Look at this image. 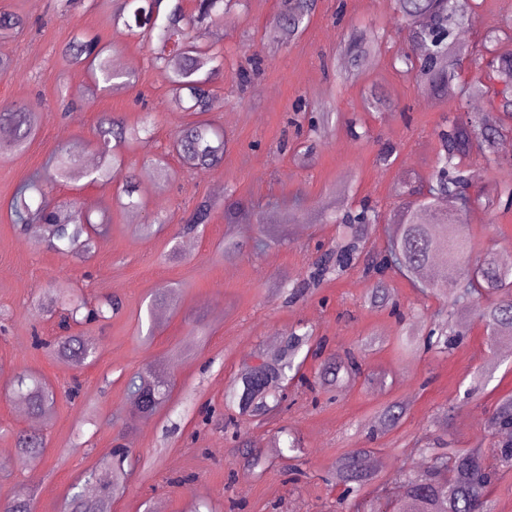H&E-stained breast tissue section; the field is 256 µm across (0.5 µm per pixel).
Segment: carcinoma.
<instances>
[{
    "label": "carcinoma",
    "mask_w": 512,
    "mask_h": 512,
    "mask_svg": "<svg viewBox=\"0 0 512 512\" xmlns=\"http://www.w3.org/2000/svg\"><path fill=\"white\" fill-rule=\"evenodd\" d=\"M163 0H112L111 26L114 32L140 38L150 53L156 68L167 76L171 100L175 108L195 116L185 124L174 139L173 147L183 164L189 168H207L224 160L226 139L224 129L208 114L221 106L211 89L213 80L224 73V49L211 46L203 49L191 38L193 28L205 22H223L236 14L242 0H194L192 10L175 0L163 13ZM317 0H280L277 14L270 22V30L283 29L292 33L302 29L305 20L315 11ZM401 21L412 27L410 50L401 52L404 73L438 94L452 93L462 99L487 95L497 101L503 113L512 118V52L498 47L499 39L486 48L477 62L482 79L472 83L460 79L458 67L462 52L455 32L475 22V11L467 0H397ZM429 18V24L417 26L420 15ZM24 25L16 14L0 13V37H7ZM370 41L360 38L348 44L347 53L357 63L371 52ZM63 65L79 66L90 76L89 87L82 97L94 98L99 90L132 87L133 74L119 71L112 64V43L97 35L78 33L61 53ZM41 123V112L33 104L14 105L0 109V153L17 152L27 148ZM147 123L130 126L117 115H105L92 132L99 147V161L92 168L82 167L80 160L68 148L57 150L47 167L51 176L35 173L24 180L8 202L11 223L23 229L40 232L50 247L63 257L81 258L94 247L96 231L91 215L75 206L51 210L46 204V193L52 181L86 178L91 182L112 181L119 178L125 165L124 150L141 140ZM441 149L436 155L435 178L428 194L409 205L391 235L386 249L371 264L363 268V275L374 278L386 271L398 272L417 283L423 294L436 295L450 286L448 275L432 267L436 254L450 265H464L460 283L453 288L458 305L474 312L484 325L488 336L489 355L476 375L477 384L491 377L498 365L497 337L512 334V267L499 263L492 250L474 249L466 232L467 217L472 206L484 202L489 208L499 202L512 206V163L497 156L499 133L483 128L478 112L451 116L437 132ZM478 146L486 162L493 165L496 175L491 191L471 195L466 192L467 166L473 146ZM137 184L125 181L118 202L124 208L140 207ZM445 196H455L463 202L461 216L450 218L439 206ZM215 204L200 202L191 212L180 234H192L199 225L211 220ZM378 213L369 208L358 216L348 213L339 226L344 229L345 241L338 248L319 257L311 264L310 278L319 281L328 273L338 275L357 265L368 239L370 224ZM67 307L68 319L62 329L71 325H87L108 321L119 310V302L104 297L95 304L70 294L50 305ZM312 333H288L280 353L272 358L259 355L261 363L246 372L254 378L247 405H242V383L235 384L227 393V404L237 407L239 413L266 417L288 409L287 390L304 381L301 373L304 360L298 359ZM453 320L443 319L430 330L425 340L427 349L440 354L451 352L456 346ZM99 343L88 336H62L55 354L64 362L84 360L98 354ZM359 355L348 351L343 357L328 358L319 373V384L336 383L339 374L355 377L360 374ZM168 383L149 370H139L129 376L126 390L136 403V411L150 416L165 401ZM18 393L36 412L49 414L56 396L46 384L28 374L18 378ZM407 408L401 402H391L374 416L375 428L371 434L390 432L401 425ZM489 426L500 431L501 441L492 454L480 448H456L452 443H437L420 449L424 468L419 472L400 473L393 480V490L387 485L371 500L364 498L366 488L376 482V476L363 465L364 448H356L336 459L332 479L343 487L342 500L349 502L353 512H495L489 498L492 482L512 470V396L499 400L494 407ZM279 455L299 459L304 451L300 438L288 427L279 430L274 438ZM19 449L25 453H40L44 440L36 435L22 434ZM132 450L118 447L104 469L91 468L84 472V484L96 483L99 493L93 498L84 494L83 484H73L67 494L69 512H110L112 498L122 492L131 465Z\"/></svg>",
    "instance_id": "obj_1"
}]
</instances>
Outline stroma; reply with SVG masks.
Returning a JSON list of instances; mask_svg holds the SVG:
<instances>
[{"mask_svg": "<svg viewBox=\"0 0 512 512\" xmlns=\"http://www.w3.org/2000/svg\"><path fill=\"white\" fill-rule=\"evenodd\" d=\"M477 21L467 27L466 52H474L487 31L512 23V0H474ZM279 0H247L226 24L196 27L202 46L223 40L226 65L212 88L224 100L214 115L227 140L219 165L188 169L171 152L174 134L186 114L173 106L164 74L154 68L142 42L113 33L94 0H0V12L20 15L23 28L0 42V55L12 61L0 78V105L40 103V128L28 148L0 156V503L29 500L35 512H62L68 490L88 468L112 454L115 443L133 448L142 470L112 500V512H186L191 497L205 498L214 512H334L341 494L326 478L338 456L355 448L387 460L379 481L424 464L418 445L437 436L436 418L451 416L457 447L492 450L497 437L487 421L499 399L512 394V336L500 337V365L482 391L467 396L473 375L486 359L487 335L470 314H460L459 346L448 355L420 349L401 353L399 336L423 340L437 311L454 308L452 295L426 296L405 279L386 274L384 285L398 311L374 308L370 281L359 271L313 284L307 265L332 246L338 227L322 204L337 211L376 205L383 219L372 240L383 246L395 213L415 179L429 178L439 148L436 132L448 116L468 110L502 111L488 98L461 101L438 96L401 73L395 58L409 47V32L394 0H318L307 28L282 35L281 48L262 51L260 36L277 12ZM80 31L112 42L116 68L135 73L132 88L99 93L95 103L78 97L88 83L82 69L62 68L58 55ZM375 34L378 46L368 61L344 62L350 36ZM263 62L253 83L240 88L238 71L255 54ZM156 116L147 139L125 152V164L139 187L142 205L121 208L118 184L81 179L54 184L48 202L76 205L104 220L87 260L65 259L39 233L11 224L7 203L16 186L42 170L61 147L81 162L97 159L91 130L103 114L127 124L143 108ZM336 113L333 132L305 136L292 123L300 108ZM393 148L390 164L377 160L380 147ZM172 175L167 189L157 186L153 159ZM235 201L247 219L226 227L223 213L194 234L177 236L201 201ZM469 232L477 247L512 253V208L493 206L470 213ZM243 242V254L225 258V230ZM302 288L288 299L283 284ZM68 288L94 299L116 296L121 312L105 324L82 327L100 343L97 357L60 363L33 336L59 335V315L38 314L36 301ZM175 296L152 308L159 289ZM157 325H149L148 313ZM311 328L324 340V355L309 356L307 372L318 371L325 355L353 350L363 340L373 347L361 360L363 379L343 389L316 388L297 394L286 419L305 449L302 471L246 470L243 451L256 449L275 458L277 422L256 424L239 417L224 427V393L270 339ZM153 366L169 385L165 405L153 416L138 417L125 383L130 374ZM31 373L57 395L47 416L33 413L17 394V379ZM79 383L80 395L66 391ZM398 400L407 416L394 431L371 437V421L386 403ZM39 426L46 440L34 467L21 465L19 432Z\"/></svg>", "mask_w": 512, "mask_h": 512, "instance_id": "1", "label": "stroma"}]
</instances>
